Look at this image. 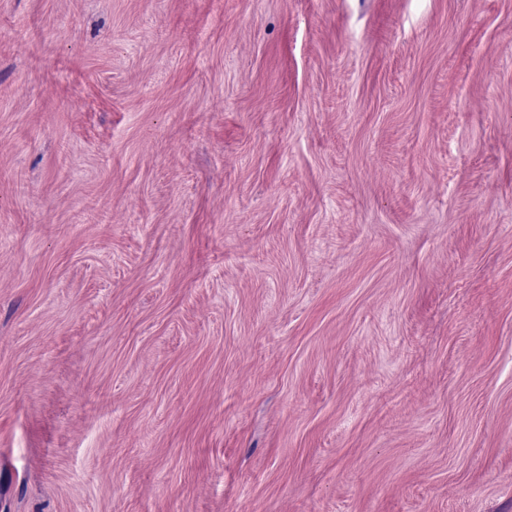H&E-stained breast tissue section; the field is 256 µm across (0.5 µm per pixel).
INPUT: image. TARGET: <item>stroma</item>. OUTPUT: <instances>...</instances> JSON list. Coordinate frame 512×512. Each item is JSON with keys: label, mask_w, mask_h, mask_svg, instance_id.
Instances as JSON below:
<instances>
[{"label": "stroma", "mask_w": 512, "mask_h": 512, "mask_svg": "<svg viewBox=\"0 0 512 512\" xmlns=\"http://www.w3.org/2000/svg\"><path fill=\"white\" fill-rule=\"evenodd\" d=\"M0 512H512V0H0Z\"/></svg>", "instance_id": "obj_1"}]
</instances>
